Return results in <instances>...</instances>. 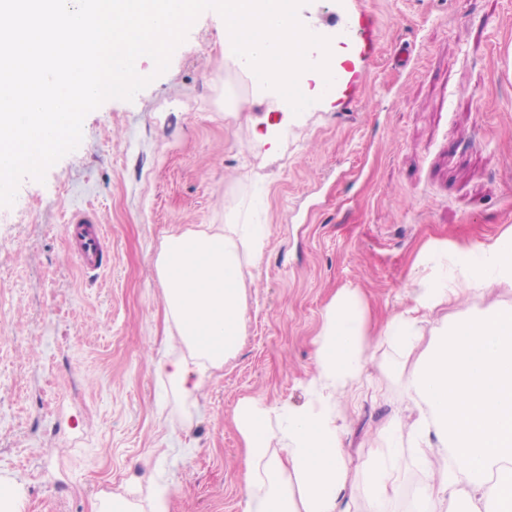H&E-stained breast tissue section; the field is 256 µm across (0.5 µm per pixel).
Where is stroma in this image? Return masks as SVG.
<instances>
[{
	"mask_svg": "<svg viewBox=\"0 0 512 512\" xmlns=\"http://www.w3.org/2000/svg\"><path fill=\"white\" fill-rule=\"evenodd\" d=\"M303 25L339 35V81L278 140V103L224 57L204 11L167 70L133 100L87 114L82 141L0 206V478L20 512H92L160 467L169 512H240L238 400L302 403L323 313L358 289L377 330L409 305L425 245H476L512 228V0H309ZM373 20L364 52L362 18ZM90 208L104 268L67 253ZM239 211L268 229L243 335L198 406L155 377L164 302L160 239ZM389 344L348 401L345 446L368 460L409 390Z\"/></svg>",
	"mask_w": 512,
	"mask_h": 512,
	"instance_id": "1",
	"label": "stroma"
}]
</instances>
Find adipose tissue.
<instances>
[{"instance_id":"adipose-tissue-1","label":"adipose tissue","mask_w":512,"mask_h":512,"mask_svg":"<svg viewBox=\"0 0 512 512\" xmlns=\"http://www.w3.org/2000/svg\"><path fill=\"white\" fill-rule=\"evenodd\" d=\"M264 250L259 225L230 213L223 223L161 239L154 269L168 334L151 367L181 401L196 404L237 348L252 270ZM420 261L432 264V273L412 279L409 305L378 337L417 356L405 378V415L382 430L371 458L353 469L342 444L346 401L368 364V330L357 289H343L323 314L307 399L272 407L245 397L235 407L244 445L242 512H351L345 493L358 475L367 512H387L399 491L405 444L426 474L414 512H512V306L490 298L495 286L512 285V230L476 246L430 245ZM469 293L487 296L485 307L425 332L438 308ZM170 496L151 477L144 499L104 494L93 512H168Z\"/></svg>"}]
</instances>
